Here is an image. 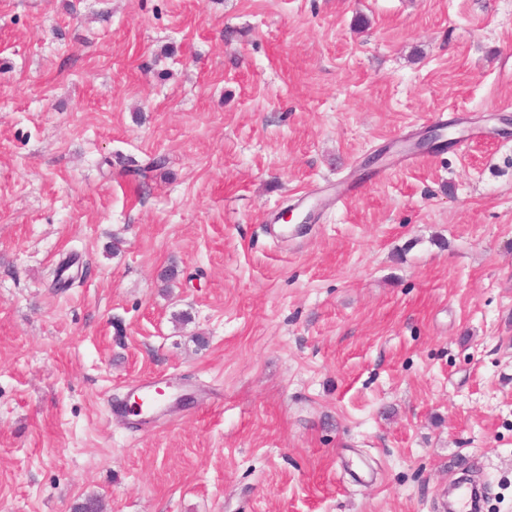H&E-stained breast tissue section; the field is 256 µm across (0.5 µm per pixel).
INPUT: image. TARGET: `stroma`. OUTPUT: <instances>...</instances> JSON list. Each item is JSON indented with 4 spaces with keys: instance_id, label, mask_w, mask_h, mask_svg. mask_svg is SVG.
Instances as JSON below:
<instances>
[{
    "instance_id": "35a3bbf8",
    "label": "stroma",
    "mask_w": 512,
    "mask_h": 512,
    "mask_svg": "<svg viewBox=\"0 0 512 512\" xmlns=\"http://www.w3.org/2000/svg\"><path fill=\"white\" fill-rule=\"evenodd\" d=\"M149 375L192 396L135 425ZM463 479L512 512V0H0V512Z\"/></svg>"
}]
</instances>
